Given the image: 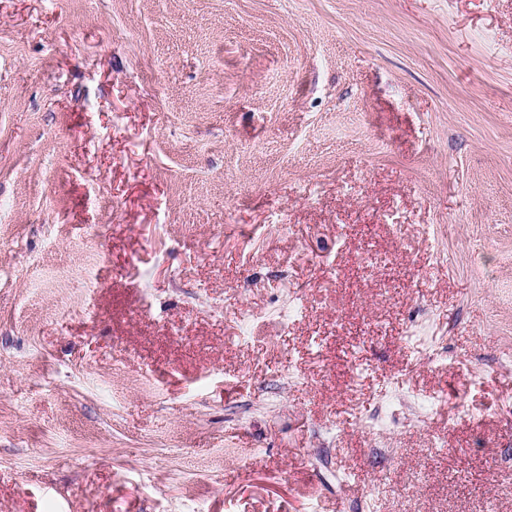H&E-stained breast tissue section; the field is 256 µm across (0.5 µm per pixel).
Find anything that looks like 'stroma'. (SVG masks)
I'll use <instances>...</instances> for the list:
<instances>
[{"label":"stroma","mask_w":512,"mask_h":512,"mask_svg":"<svg viewBox=\"0 0 512 512\" xmlns=\"http://www.w3.org/2000/svg\"><path fill=\"white\" fill-rule=\"evenodd\" d=\"M0 512H512V0H0Z\"/></svg>","instance_id":"1"}]
</instances>
